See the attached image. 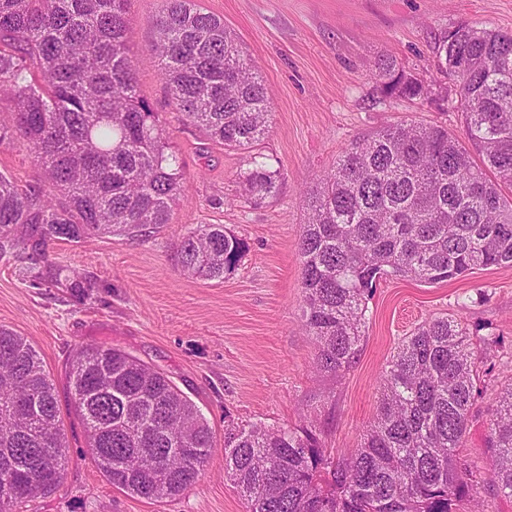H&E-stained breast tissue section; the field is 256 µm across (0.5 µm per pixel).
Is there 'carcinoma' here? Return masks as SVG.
I'll list each match as a JSON object with an SVG mask.
<instances>
[{
    "label": "carcinoma",
    "mask_w": 512,
    "mask_h": 512,
    "mask_svg": "<svg viewBox=\"0 0 512 512\" xmlns=\"http://www.w3.org/2000/svg\"><path fill=\"white\" fill-rule=\"evenodd\" d=\"M129 0H0V144L33 155L43 182L0 172V249L14 226L32 253L90 234L142 238L170 223L187 176L169 133L140 95L127 36ZM161 80L185 124L247 150L267 130L270 93L224 19L194 0H167L156 24ZM436 90L381 56L387 98L426 101L463 118L448 129L389 123L352 141L306 193L298 254L305 327L316 368L339 375L365 336L366 300L383 278L437 284L475 269L512 268V34L461 23L435 42ZM247 201L279 191L260 155ZM222 224L180 240L183 271L222 279L244 252ZM479 374L466 332L428 321L388 362L373 425L343 456L308 428L228 427L224 472L248 512H458L476 491L458 461ZM73 409L87 452L112 486L163 502L187 491L214 436L198 406L163 373L116 348L86 345L71 361ZM482 483L512 496V386L489 440ZM55 384L33 345L0 326V497L16 512L57 489L69 465Z\"/></svg>",
    "instance_id": "carcinoma-1"
}]
</instances>
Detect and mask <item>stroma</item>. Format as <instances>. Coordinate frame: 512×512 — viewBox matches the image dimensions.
Instances as JSON below:
<instances>
[{"mask_svg": "<svg viewBox=\"0 0 512 512\" xmlns=\"http://www.w3.org/2000/svg\"><path fill=\"white\" fill-rule=\"evenodd\" d=\"M166 0H131L129 38L141 95L165 124L189 177L187 197L150 237L93 235L57 240L32 257L17 225L0 251V326L24 336L56 387L69 445L62 485L28 512H246L224 475L230 425L315 428L327 451L358 447L373 423L380 380L396 347L425 321L458 320L484 374L458 456L473 476L492 463L488 446L499 399L512 384V268L477 269L439 284L380 281L353 367L334 376L315 367L318 346L303 322L297 243L304 196L352 140L397 120L438 124L457 137L459 112L403 99L382 101L372 75L394 57L425 81L432 47L461 22L512 33V0H199L223 17L271 92L269 126L255 147L280 173L276 197L246 202L249 152L207 140L178 121L152 46ZM202 224H221L245 251L223 280L183 272L175 245ZM112 346L164 373L199 407L215 448L196 482L173 500L127 495L86 452L70 407L69 363L79 346Z\"/></svg>", "mask_w": 512, "mask_h": 512, "instance_id": "obj_1", "label": "stroma"}]
</instances>
